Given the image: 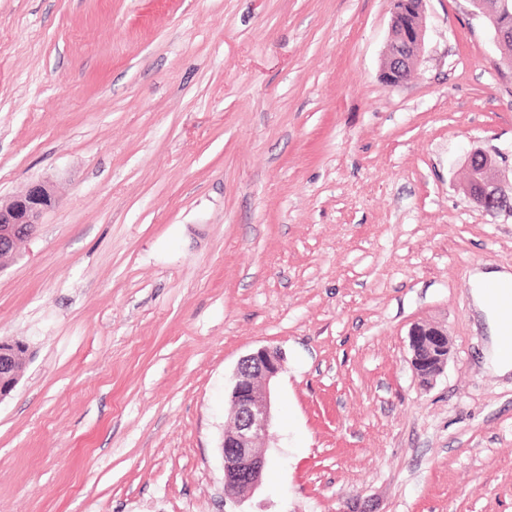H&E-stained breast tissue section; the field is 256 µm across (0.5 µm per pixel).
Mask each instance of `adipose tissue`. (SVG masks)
Returning a JSON list of instances; mask_svg holds the SVG:
<instances>
[{
    "mask_svg": "<svg viewBox=\"0 0 512 512\" xmlns=\"http://www.w3.org/2000/svg\"><path fill=\"white\" fill-rule=\"evenodd\" d=\"M474 305L483 315L490 334L485 367L495 375L512 373V346L505 345L499 324V307L512 302V274L491 269L475 275L472 284Z\"/></svg>",
    "mask_w": 512,
    "mask_h": 512,
    "instance_id": "ef3b65f1",
    "label": "adipose tissue"
}]
</instances>
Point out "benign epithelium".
I'll return each mask as SVG.
<instances>
[{
	"label": "benign epithelium",
	"instance_id": "obj_1",
	"mask_svg": "<svg viewBox=\"0 0 512 512\" xmlns=\"http://www.w3.org/2000/svg\"><path fill=\"white\" fill-rule=\"evenodd\" d=\"M426 0H392V37L383 55L382 78L388 86L402 84L424 50ZM494 24V38L502 46L512 42V22ZM464 191L488 211L512 213V194L498 177L495 159L476 149L468 156ZM55 203L53 190L43 182L31 184L23 193L0 202V269L14 258L17 245L32 237L43 215ZM411 366L424 386L433 384L443 373L450 354L444 329L418 323L409 333ZM30 358L26 344L0 340V401L10 395ZM284 357L274 347H259L243 357L234 373L230 397L232 426L224 431L221 445L224 460V495L233 503L246 490L257 488L262 480L266 457L262 448L272 436L273 387L283 371Z\"/></svg>",
	"mask_w": 512,
	"mask_h": 512
}]
</instances>
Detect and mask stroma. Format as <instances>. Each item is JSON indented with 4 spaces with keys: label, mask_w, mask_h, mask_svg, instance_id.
<instances>
[{
    "label": "stroma",
    "mask_w": 512,
    "mask_h": 512,
    "mask_svg": "<svg viewBox=\"0 0 512 512\" xmlns=\"http://www.w3.org/2000/svg\"><path fill=\"white\" fill-rule=\"evenodd\" d=\"M391 0H0V199L56 196L0 269V512H232L239 361L281 348L242 512H512V377L472 277L512 268V74L468 0L380 77ZM446 329L431 387L409 332ZM464 191L487 211L512 213V186L509 195L498 177L495 159L483 150L476 149L468 156ZM29 358V348L25 343L0 340V401L15 389Z\"/></svg>",
    "instance_id": "35a3bbf8"
}]
</instances>
